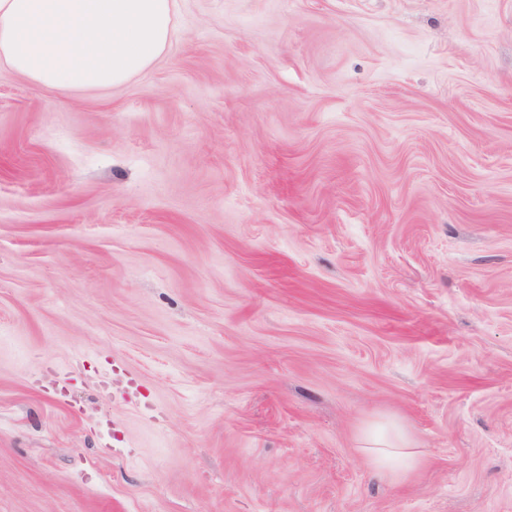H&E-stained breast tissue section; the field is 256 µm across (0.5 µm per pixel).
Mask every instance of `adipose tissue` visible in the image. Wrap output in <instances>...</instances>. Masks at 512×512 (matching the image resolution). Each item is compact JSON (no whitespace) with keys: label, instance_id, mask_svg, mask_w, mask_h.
<instances>
[{"label":"adipose tissue","instance_id":"ef3b65f1","mask_svg":"<svg viewBox=\"0 0 512 512\" xmlns=\"http://www.w3.org/2000/svg\"><path fill=\"white\" fill-rule=\"evenodd\" d=\"M176 0H0V69L38 89L67 93L121 86L164 54ZM371 464L393 481L423 459L395 424L367 427Z\"/></svg>","mask_w":512,"mask_h":512}]
</instances>
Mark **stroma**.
I'll return each instance as SVG.
<instances>
[{
  "label": "stroma",
  "instance_id": "stroma-1",
  "mask_svg": "<svg viewBox=\"0 0 512 512\" xmlns=\"http://www.w3.org/2000/svg\"><path fill=\"white\" fill-rule=\"evenodd\" d=\"M0 512H512V0H177L122 87L1 69ZM362 437L371 464L392 481L406 480L422 466L423 459L410 436L396 424L369 426Z\"/></svg>",
  "mask_w": 512,
  "mask_h": 512
}]
</instances>
